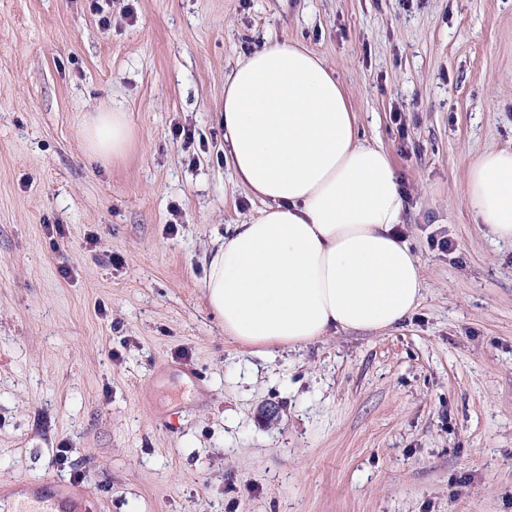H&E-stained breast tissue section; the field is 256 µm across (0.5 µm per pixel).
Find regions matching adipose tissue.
Segmentation results:
<instances>
[{
    "label": "adipose tissue",
    "mask_w": 512,
    "mask_h": 512,
    "mask_svg": "<svg viewBox=\"0 0 512 512\" xmlns=\"http://www.w3.org/2000/svg\"><path fill=\"white\" fill-rule=\"evenodd\" d=\"M224 158L260 202L204 257V287L240 345L294 348L339 330L396 326L418 305L420 263L394 234L404 202L388 152L364 144L335 73L295 42L267 41L224 79ZM104 161L128 149L121 112L82 129ZM464 198L489 234L512 240V151L470 166Z\"/></svg>",
    "instance_id": "obj_1"
}]
</instances>
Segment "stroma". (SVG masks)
<instances>
[{
    "label": "stroma",
    "instance_id": "35a3bbf8",
    "mask_svg": "<svg viewBox=\"0 0 512 512\" xmlns=\"http://www.w3.org/2000/svg\"><path fill=\"white\" fill-rule=\"evenodd\" d=\"M271 39L319 54L389 153L424 290L392 329L269 355L225 336L203 258L259 206L217 114ZM101 109L134 132L105 163L82 134ZM494 148L512 0H0V488L74 480L96 512H512V242L462 198Z\"/></svg>",
    "mask_w": 512,
    "mask_h": 512
}]
</instances>
